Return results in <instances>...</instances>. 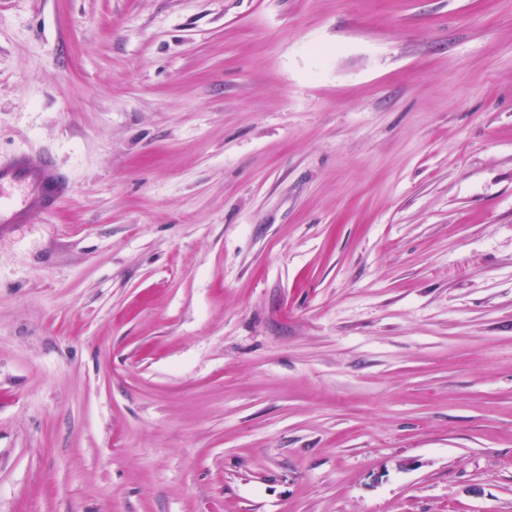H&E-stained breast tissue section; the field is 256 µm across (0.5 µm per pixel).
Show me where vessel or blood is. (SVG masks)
I'll return each mask as SVG.
<instances>
[{
  "label": "vessel or blood",
  "instance_id": "obj_1",
  "mask_svg": "<svg viewBox=\"0 0 512 512\" xmlns=\"http://www.w3.org/2000/svg\"><path fill=\"white\" fill-rule=\"evenodd\" d=\"M71 193L70 182L48 155L0 157V228L51 214Z\"/></svg>",
  "mask_w": 512,
  "mask_h": 512
}]
</instances>
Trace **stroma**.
Returning <instances> with one entry per match:
<instances>
[{
    "mask_svg": "<svg viewBox=\"0 0 512 512\" xmlns=\"http://www.w3.org/2000/svg\"><path fill=\"white\" fill-rule=\"evenodd\" d=\"M0 512H512V0H0ZM71 193L70 182L48 155L0 157V230L53 213Z\"/></svg>",
    "mask_w": 512,
    "mask_h": 512,
    "instance_id": "obj_1",
    "label": "stroma"
}]
</instances>
